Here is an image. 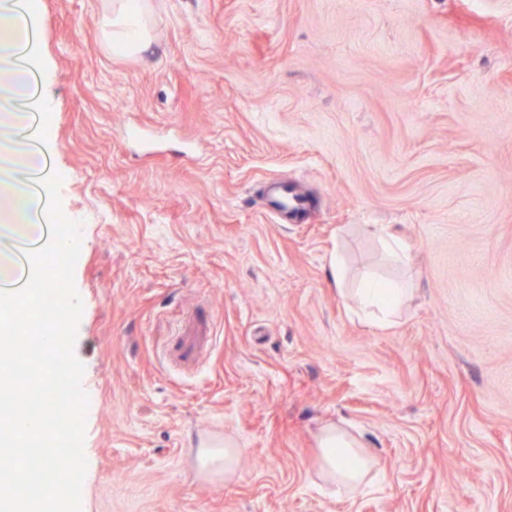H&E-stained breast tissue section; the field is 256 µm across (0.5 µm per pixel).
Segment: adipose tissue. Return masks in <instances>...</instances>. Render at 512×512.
Masks as SVG:
<instances>
[{
	"label": "adipose tissue",
	"mask_w": 512,
	"mask_h": 512,
	"mask_svg": "<svg viewBox=\"0 0 512 512\" xmlns=\"http://www.w3.org/2000/svg\"><path fill=\"white\" fill-rule=\"evenodd\" d=\"M147 13L146 0H113L106 33L113 52L131 54L149 45ZM42 24L35 0H0V312L12 324L0 330L1 390L14 388L30 370L17 354L14 336L38 315L35 307L21 304L15 270L23 268L29 280H42L45 258L72 246L66 232L43 230L55 212L54 185L45 165L44 106L32 90L40 69ZM410 294L401 284L365 282L355 292L354 313L374 327L391 328ZM316 448L330 494L350 495L373 479V455L336 425L323 427Z\"/></svg>",
	"instance_id": "adipose-tissue-1"
}]
</instances>
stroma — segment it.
<instances>
[{"instance_id": "stroma-1", "label": "stroma", "mask_w": 512, "mask_h": 512, "mask_svg": "<svg viewBox=\"0 0 512 512\" xmlns=\"http://www.w3.org/2000/svg\"><path fill=\"white\" fill-rule=\"evenodd\" d=\"M38 9L83 223L81 512H512V0H149L132 56L112 0ZM368 276L414 288L392 328L349 313ZM330 423L377 462L351 498L317 476ZM202 437L236 443L232 478ZM146 0H114L106 37L114 53L132 54L150 43ZM375 235L378 237L386 255L398 265H405L412 250L409 241L393 229L392 224H377Z\"/></svg>"}]
</instances>
